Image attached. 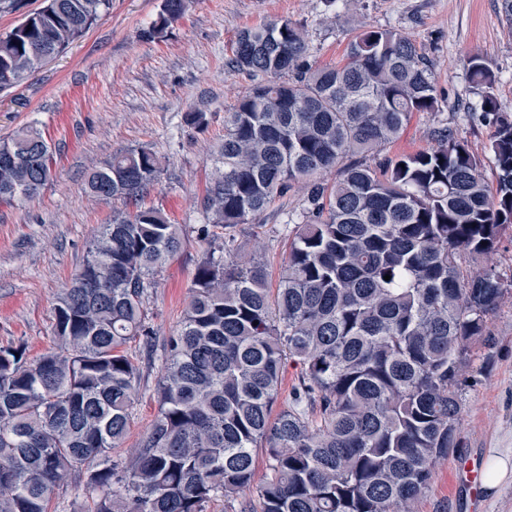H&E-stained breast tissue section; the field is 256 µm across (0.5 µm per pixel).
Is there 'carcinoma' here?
<instances>
[{
  "instance_id": "carcinoma-1",
  "label": "carcinoma",
  "mask_w": 512,
  "mask_h": 512,
  "mask_svg": "<svg viewBox=\"0 0 512 512\" xmlns=\"http://www.w3.org/2000/svg\"><path fill=\"white\" fill-rule=\"evenodd\" d=\"M110 0H44L0 35V89L58 56ZM188 0H161L144 30L161 41ZM302 28L280 19L238 32L232 64L266 81L224 113V140L196 228L207 249L167 338L157 414L129 463L112 459L133 420L142 372L128 344L151 340L144 307L182 230L139 199L162 156L127 148L91 168L86 192L124 208L101 225L56 297L53 346L35 359L0 346V512H47L83 475L94 512H206L253 488L261 512H413L437 460L460 446L458 385L472 345L512 289L494 265L473 273L512 228V121L495 73L467 59L481 116L495 127L490 191L482 159L450 128L427 150L377 156L413 114L439 108L431 66L397 29L367 27L341 65L312 68ZM288 80H283V76ZM0 202L31 200L53 178L45 133L0 141ZM336 172L331 184L316 180ZM307 195L276 291L235 229L294 184ZM390 279H384V276ZM293 405L271 417L287 363ZM269 473L253 487L256 451Z\"/></svg>"
}]
</instances>
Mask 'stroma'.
<instances>
[{
	"instance_id": "1",
	"label": "stroma",
	"mask_w": 512,
	"mask_h": 512,
	"mask_svg": "<svg viewBox=\"0 0 512 512\" xmlns=\"http://www.w3.org/2000/svg\"><path fill=\"white\" fill-rule=\"evenodd\" d=\"M160 3L112 0L64 53L0 91V138L29 125L41 128L52 144L55 170L37 198L0 204V346L25 344L32 358L51 346L55 298L112 216V203L94 201L85 191L89 168L121 148L149 146L165 159L160 182L144 203L165 210L185 237L145 297L153 353L130 345L142 380L130 431L112 452L122 461L157 413L163 345L180 323L203 256L195 229L203 221L197 201L208 186L209 155L224 136L225 112L257 82L230 63L240 30L291 20L304 30L314 66L341 63L364 25L411 37L434 72L439 108L414 114L400 138L384 147L389 157L434 146L435 130L447 126L484 158L494 129L482 121L480 98L468 79L466 62L474 53L490 61L494 94L512 120V26L502 19L499 0H192L163 41L149 42L142 33ZM194 111L206 113V127L187 126L184 116ZM483 174L495 182L485 158ZM305 195L303 185H295L240 227L241 244L262 258L270 284L279 281L289 222ZM489 329L459 387L461 446L437 461L414 512H512V482L474 496L456 478L459 461L482 465L493 451L512 452V292L490 317Z\"/></svg>"
}]
</instances>
